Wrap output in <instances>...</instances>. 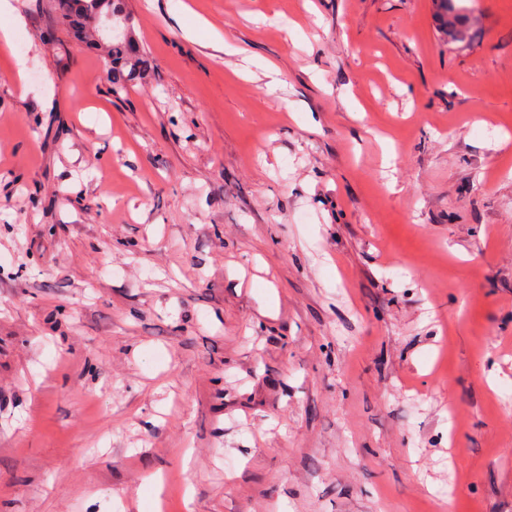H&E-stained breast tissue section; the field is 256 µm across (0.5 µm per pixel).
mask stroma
Instances as JSON below:
<instances>
[{
	"mask_svg": "<svg viewBox=\"0 0 512 512\" xmlns=\"http://www.w3.org/2000/svg\"><path fill=\"white\" fill-rule=\"evenodd\" d=\"M10 2L0 512H512V0ZM84 1L87 3L86 8H83L82 12L77 14L73 13V4L77 2L76 0H51L50 6L63 23L65 20L68 21L69 24L70 22H74V24L78 26L79 33L92 36V33L95 31L93 30V25H96L93 17L96 6L94 2L102 0ZM440 8L445 17V24L448 31L456 42L463 43L467 38V30L464 22V15L460 14L453 6V0H439ZM127 17L131 26L130 34L123 33L121 37L112 38L101 47L103 58H111L106 73L111 83L112 94L115 96L125 91L129 83L146 79L152 68L146 52L141 51L133 35V20L128 15ZM133 43L137 45L135 50Z\"/></svg>",
	"mask_w": 512,
	"mask_h": 512,
	"instance_id": "35a3bbf8",
	"label": "stroma"
}]
</instances>
